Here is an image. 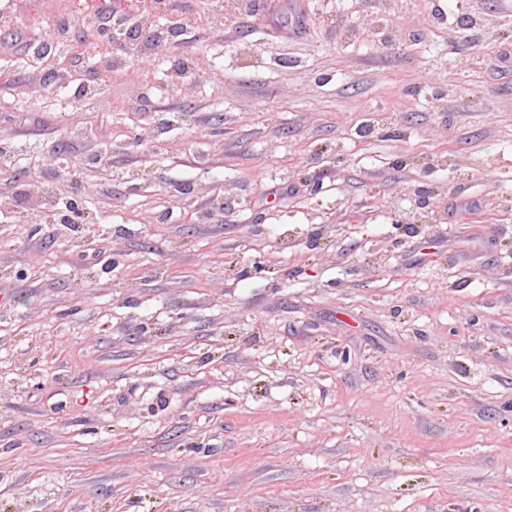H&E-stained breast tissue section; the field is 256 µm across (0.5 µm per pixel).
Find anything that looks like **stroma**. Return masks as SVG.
Masks as SVG:
<instances>
[{
    "label": "stroma",
    "mask_w": 512,
    "mask_h": 512,
    "mask_svg": "<svg viewBox=\"0 0 512 512\" xmlns=\"http://www.w3.org/2000/svg\"><path fill=\"white\" fill-rule=\"evenodd\" d=\"M1 70L0 512H512V0H0Z\"/></svg>",
    "instance_id": "1"
}]
</instances>
